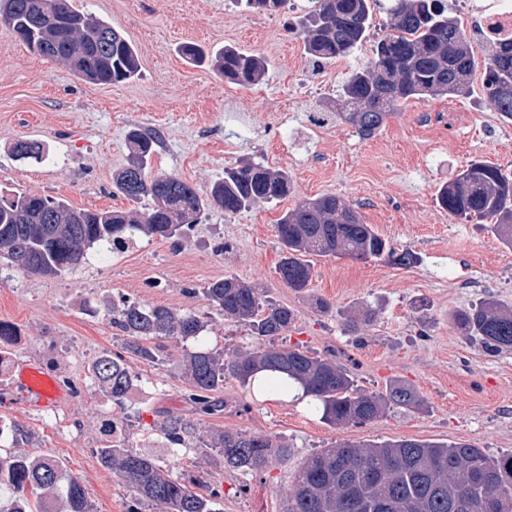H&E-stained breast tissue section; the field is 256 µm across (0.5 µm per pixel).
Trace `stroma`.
Segmentation results:
<instances>
[{
  "label": "stroma",
  "instance_id": "35a3bbf8",
  "mask_svg": "<svg viewBox=\"0 0 512 512\" xmlns=\"http://www.w3.org/2000/svg\"><path fill=\"white\" fill-rule=\"evenodd\" d=\"M120 29L135 45L138 78L112 85L77 79L61 63L30 51L0 24V189L51 196L78 209H133L113 193L112 176L126 166L128 134L159 137L153 172L173 173L201 189L243 158L284 170L290 195L238 214L210 209L181 248L161 238L137 237V250L85 262L59 277L26 275L0 259V320L33 336L24 361L44 364L55 343L61 367L74 383L92 358L120 351L104 300L126 297L143 305L192 310L207 327L201 336L171 343L161 364L128 360L143 400L125 405L129 444L153 454L171 475L207 474L220 484L221 512H286L287 492L311 453L345 441L466 442L497 455L512 451V351L496 357L461 336L450 311L484 297L512 305V249L474 221L449 216L438 190L471 162L512 172V120L491 107L483 87L485 52L474 42L476 68L469 93L413 98L371 139L336 117V96L364 67L388 30V0L372 11L367 39L350 55L311 63L298 34L308 0H288L279 14L246 10L234 0H70ZM194 42L212 53L227 46L265 57L262 83L241 87L178 53ZM42 143L47 160L18 159L16 142ZM326 194L355 207L398 249L419 261L399 267L384 260L310 256L309 288H288L277 272L276 225L300 201ZM236 277L265 288L292 309L283 336L335 358L373 392L402 380L423 397L420 411L392 410L364 426L331 425L321 411L275 398L236 379L224 381L229 405L202 428L261 433L287 441L291 454L264 475L211 466L193 448H160L154 414H183L182 358L202 349L232 360L254 341L243 324L209 308L199 289ZM331 311H322L320 301ZM371 308L375 317L358 333L349 314ZM16 384L0 387V417L26 426L29 449L61 459L81 478L96 512H127L132 490L104 469L95 452L96 420L106 407L94 393L69 396L50 411L18 405Z\"/></svg>",
  "mask_w": 512,
  "mask_h": 512
}]
</instances>
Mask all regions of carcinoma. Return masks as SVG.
<instances>
[{"mask_svg": "<svg viewBox=\"0 0 512 512\" xmlns=\"http://www.w3.org/2000/svg\"><path fill=\"white\" fill-rule=\"evenodd\" d=\"M287 0H246L248 8L276 14ZM313 7L301 21L304 50L315 62L346 55L366 38L373 0H310ZM392 33L376 44L373 57L342 85L336 117L358 134L374 136L409 98L462 96L475 68L470 37L448 15L443 0H391ZM0 22L39 55L59 61L73 75L96 84L137 78V49L124 33L102 18L78 11L70 0H0ZM483 84L495 111L512 120V40L485 44ZM192 63L209 66L224 80L251 87L264 80L265 58L226 47L211 55L191 43L180 47ZM132 158L112 178V189L138 202L142 209H75L62 199L14 191L0 194V258L26 274L58 277L77 266L95 247L112 246L137 235L159 237L182 245L193 224L214 207L237 214L261 203L280 201L291 192L288 173L260 162L242 161L224 168V178L201 190L172 173L153 174L148 162L156 139L138 131L129 134ZM20 159L43 158L44 147L19 141ZM440 207L453 217L477 219L512 248V176L499 166L472 162L437 195ZM282 256L278 274L294 291H303L313 277L307 255L347 256L356 260L385 258L393 265L418 262L409 249H396L363 223L358 212L334 195L304 200L287 210L276 225ZM204 299L226 318L248 327L255 343L235 358L212 350L190 354L185 361V399L192 415L168 414L159 431L172 445L194 443L201 453H216L228 468L260 473L288 459L285 442L246 431L204 432L200 418L224 415V378L243 387L265 373L269 386L284 392L293 386L319 402L333 425L363 426L391 409L420 410L423 400L403 381L385 391L359 388L347 368L302 345H276L294 322L293 311L271 301L266 291L235 277L216 280L202 289ZM112 326L123 333V353L106 354L93 365L95 376L118 405L132 375L125 355L158 363L166 342L186 340L204 331L193 311L181 312L123 300L106 303ZM460 335L489 356L512 350V308L488 297L451 312ZM17 454L26 459L13 472L9 487L16 497L0 504V512H48L54 501L61 512H94L80 478L66 474L64 463L32 456L22 448L27 431L13 424ZM100 463L134 491L128 512H213L218 491L192 475L172 476L153 456L126 442L97 448ZM288 512H512V452L488 456L470 443H436L415 439L348 443L308 456L294 477Z\"/></svg>", "mask_w": 512, "mask_h": 512, "instance_id": "cac0c4a2", "label": "carcinoma"}]
</instances>
